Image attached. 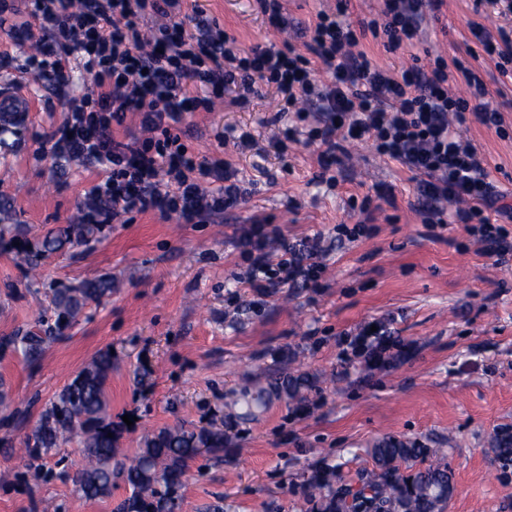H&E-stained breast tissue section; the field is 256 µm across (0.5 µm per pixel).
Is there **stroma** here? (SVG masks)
Segmentation results:
<instances>
[{
    "mask_svg": "<svg viewBox=\"0 0 512 512\" xmlns=\"http://www.w3.org/2000/svg\"><path fill=\"white\" fill-rule=\"evenodd\" d=\"M336 0H284L287 30L271 26L257 0H187V27L216 24L244 48L301 45V32ZM474 0H446L438 19H425L412 47L386 50L365 36L362 49L397 73L413 63L463 61L478 69L489 102L512 126V79L472 36ZM31 43L0 28V82H22L36 109L19 130L0 137V225L20 224L29 238L76 223L89 188L103 173L93 162L44 155L64 124V104L92 81L73 67L58 86L27 70ZM234 86L210 112L184 114L176 132L201 160L222 157L237 171L243 195L224 214L201 224L154 212L104 225L88 243L64 249L38 271L22 266L0 241V339L22 335L37 320L53 322L50 291L108 277L112 294L88 305L29 364L21 351H0V380L11 395L0 410V512H117L130 496L116 482L111 497H81L73 478L84 460L78 440L40 460L24 444L62 388L103 350L114 361L106 395L120 426V454H133L150 431L185 425L219 429L224 454L191 462L177 512H302L312 472L335 469L348 484L373 467L380 441L416 440L443 450L455 490L443 512H512V467L494 448L512 431V253L483 254L463 225L422 221L419 175L379 156L367 142L344 144L334 187L320 183L318 149L289 142L271 147L295 116L278 117L275 88L257 84L241 106ZM250 132V147L219 140L227 127ZM467 138L485 160L490 180L512 193V138L469 123ZM373 197L372 237L338 239L353 224V202ZM256 220L281 226L288 241L319 238L326 272L319 290L284 288L260 296L237 275L245 264L237 229ZM389 324L401 346L395 365H345L336 339L365 322ZM308 376L300 413L286 391ZM134 416L125 426L124 415Z\"/></svg>",
    "mask_w": 512,
    "mask_h": 512,
    "instance_id": "stroma-1",
    "label": "stroma"
}]
</instances>
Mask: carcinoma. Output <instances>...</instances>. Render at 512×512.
<instances>
[{
  "mask_svg": "<svg viewBox=\"0 0 512 512\" xmlns=\"http://www.w3.org/2000/svg\"><path fill=\"white\" fill-rule=\"evenodd\" d=\"M100 231L98 224H69L34 241L21 239L17 254L27 268L35 270L51 254L87 242ZM111 294L112 279L108 277L57 288L50 298L54 324L45 327L40 323L21 336L6 338L5 347L21 346L27 361L37 363L47 343L76 321L88 304ZM111 372V351L99 352L44 410L24 452L39 458L76 437L85 460L76 485L84 497L111 496L115 479L121 477L131 488V496L122 503L123 512H175L189 462L203 451H224V434L164 427L144 435L128 461H115L119 429L112 422L105 393ZM495 452L503 467L511 466L512 435L503 433ZM429 455V449L414 441L383 440L372 449L375 467L356 490L340 484L331 469L315 472L310 483L319 490L320 503L317 510L305 512H441L442 504L454 493L453 474L446 465L428 462ZM416 462L424 468L410 475L400 474L402 467Z\"/></svg>",
  "mask_w": 512,
  "mask_h": 512,
  "instance_id": "obj_1",
  "label": "carcinoma"
}]
</instances>
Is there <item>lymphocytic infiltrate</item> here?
Returning <instances> with one entry per match:
<instances>
[{
    "instance_id": "1",
    "label": "lymphocytic infiltrate",
    "mask_w": 512,
    "mask_h": 512,
    "mask_svg": "<svg viewBox=\"0 0 512 512\" xmlns=\"http://www.w3.org/2000/svg\"><path fill=\"white\" fill-rule=\"evenodd\" d=\"M444 0H384L381 14L362 29L389 50L413 45L427 14ZM503 19L491 31L471 23L473 37L493 57L500 75L512 74V0H476ZM185 0H0V28L17 39L37 38L31 70L66 83L71 59H79L94 82L68 102L65 133L51 145L57 156L91 160L106 176L87 193L84 223L108 224L148 211L199 224L234 207L241 195L236 172L224 159L199 162L173 127L184 113L208 112L219 86L235 85L236 103L255 92L256 82L273 86L282 109L308 124L306 145L320 149L322 170L336 159L339 140L366 141L381 156L420 175L428 224H444L448 204L458 223L488 253H512V197L489 181L484 160L460 131L467 121L512 134L502 112L490 107L485 83L469 69L461 74L470 97L451 88L448 65L413 66L393 76L360 51L358 32L347 22V0L317 14L306 32L304 51L241 48L216 25L201 34L184 27ZM160 16L152 31L148 18ZM331 75L316 77L317 67ZM136 112L146 138L124 143L111 137L113 123ZM236 246L247 267L243 283L260 295L283 287L317 288L325 272L316 250L288 244L280 226L254 222L238 229ZM396 343L385 323L361 325L338 342L345 364L381 368Z\"/></svg>"
}]
</instances>
